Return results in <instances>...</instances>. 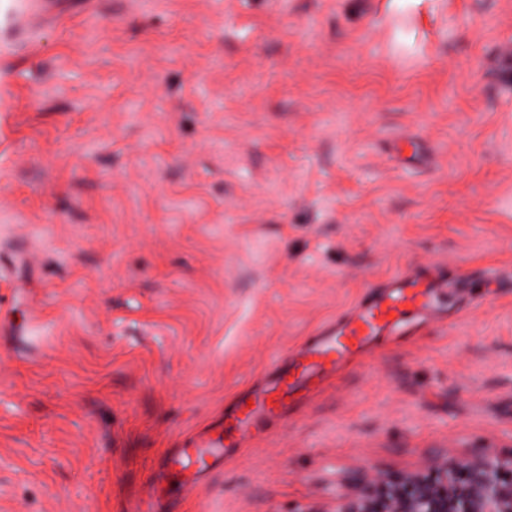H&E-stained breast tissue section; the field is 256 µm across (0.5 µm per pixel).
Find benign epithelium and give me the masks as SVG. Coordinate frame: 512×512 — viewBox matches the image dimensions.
I'll return each mask as SVG.
<instances>
[{"label": "benign epithelium", "mask_w": 512, "mask_h": 512, "mask_svg": "<svg viewBox=\"0 0 512 512\" xmlns=\"http://www.w3.org/2000/svg\"><path fill=\"white\" fill-rule=\"evenodd\" d=\"M334 512H512V457L448 459L428 472L360 479Z\"/></svg>", "instance_id": "benign-epithelium-1"}]
</instances>
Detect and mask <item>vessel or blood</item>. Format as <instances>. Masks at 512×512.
I'll use <instances>...</instances> for the list:
<instances>
[{"label":"vessel or blood","mask_w":512,"mask_h":512,"mask_svg":"<svg viewBox=\"0 0 512 512\" xmlns=\"http://www.w3.org/2000/svg\"><path fill=\"white\" fill-rule=\"evenodd\" d=\"M447 286L448 276L436 262L389 275L348 319L323 326L316 344L288 350L247 396L225 408L222 420L186 438L167 458L166 469L178 470L182 488L193 489L223 466L226 449L253 439L262 419L302 404L355 352L413 321L440 318L438 298Z\"/></svg>","instance_id":"vessel-or-blood-1"}]
</instances>
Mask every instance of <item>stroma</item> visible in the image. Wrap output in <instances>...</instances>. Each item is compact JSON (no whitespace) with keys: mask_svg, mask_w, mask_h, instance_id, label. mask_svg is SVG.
Wrapping results in <instances>:
<instances>
[{"mask_svg":"<svg viewBox=\"0 0 512 512\" xmlns=\"http://www.w3.org/2000/svg\"><path fill=\"white\" fill-rule=\"evenodd\" d=\"M0 512H136L272 361L411 264L380 337L151 512H332L512 456V0H56L0 20Z\"/></svg>","mask_w":512,"mask_h":512,"instance_id":"obj_1","label":"stroma"}]
</instances>
